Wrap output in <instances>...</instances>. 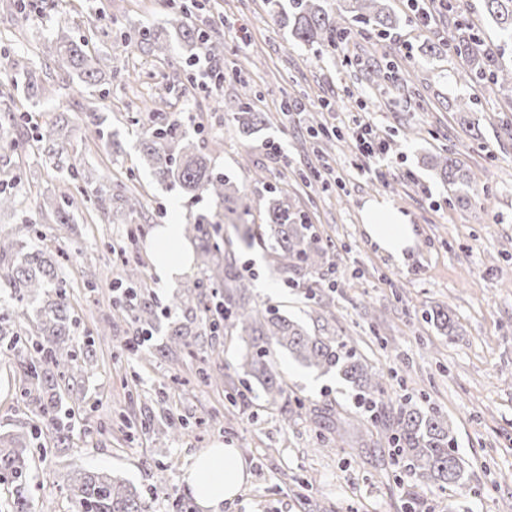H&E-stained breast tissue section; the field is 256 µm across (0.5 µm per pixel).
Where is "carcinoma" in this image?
Here are the masks:
<instances>
[{"mask_svg": "<svg viewBox=\"0 0 512 512\" xmlns=\"http://www.w3.org/2000/svg\"><path fill=\"white\" fill-rule=\"evenodd\" d=\"M327 2L288 0L285 6L280 0H268L273 21L290 30L295 41L332 51L350 38L351 30L345 23L347 13L381 36L403 23L424 17L415 0H410L408 13L402 16L392 11L387 0H347L343 13L328 7ZM483 4L500 37L511 40L512 0H483ZM441 8L456 16L454 30L442 45L430 44L424 53L446 50L449 57L464 63L455 73L456 82L500 92L512 111V68L491 49L482 27L473 18L468 0H448ZM34 12V0H13V13L22 22H29ZM189 13L186 6L172 12L167 20L179 43L192 50L204 48L214 61H220L224 44L194 26ZM140 37L156 54H170V45L152 29L141 30ZM54 64L63 74L76 76L88 86L97 85L101 79L99 59L87 49V40L74 41L63 30L57 33ZM361 72L373 86L394 79L393 70L381 68L373 56L366 57ZM50 93V85L36 71L26 73L27 100H39ZM251 96L252 89L242 84L233 114L234 121L247 135L267 124L266 115L250 106ZM471 104V100L458 97L448 101L459 114L460 124L467 126ZM12 120L31 133L41 157L56 169L67 170L74 183V192L48 203L54 223L69 226L75 211L89 204L105 216L115 198L124 200L128 215L133 218L142 211L144 202L140 195L132 190L127 195L116 194L108 181L98 183L91 194L86 191L88 180L64 147L68 129L62 118L34 122L29 113L14 112ZM84 121L99 140L106 144L114 140V133L104 131L105 119L96 110L86 112ZM135 126L142 163L159 182L182 195H206L217 207V211L201 214L183 228V234L198 242L201 277L182 297L173 299L175 320L169 326V345L165 346L163 356L174 363L178 352L190 347L191 342L202 343L204 337L213 338L222 330L234 332L243 345L240 369L272 405L285 392L284 380L271 359L274 350L288 352L304 367L323 373L334 370L350 384L357 398L381 402L377 424L394 431L392 439L397 456L407 462L411 475L441 488H463L465 466L453 448L455 438L447 417L406 404L393 406L392 401L385 400L381 374L345 342L310 332L273 305L253 303L248 281L236 266L235 254L220 237L219 218L226 216L242 221L251 215L247 195L230 175L215 165L212 150L221 148L220 138H212L209 146L200 144L187 134L182 120L172 112H151ZM429 167L442 185L448 187L456 203L468 204L474 197L486 207L492 205V196L481 193L474 178L458 165L454 151L432 156ZM18 204L13 187L0 179V209H14ZM264 206L266 228L255 234L251 228L244 227L240 240L245 246L262 243L277 268L289 274V284L298 277L313 276L328 263L330 245L315 234L308 217L287 194L277 189L270 191ZM17 245L15 233L0 229V294L9 298L8 306L0 313V345L8 342V347L20 356L22 394L29 400L33 424L28 430L0 433V485L12 488L10 500L0 502V512H34L32 498L27 495L32 441L43 432L54 435L62 445L70 441L72 428L64 421L63 399L82 393L85 376L96 365L92 352L77 354L66 280L60 276L57 260L41 248L23 252ZM125 266L127 300L114 307V316L137 326L146 335L156 320L155 298L147 291L142 262L128 259ZM63 490L69 512H151L148 498L108 471L75 470Z\"/></svg>", "mask_w": 512, "mask_h": 512, "instance_id": "1", "label": "carcinoma"}]
</instances>
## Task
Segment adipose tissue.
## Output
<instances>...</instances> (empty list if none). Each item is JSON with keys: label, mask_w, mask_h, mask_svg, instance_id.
Instances as JSON below:
<instances>
[{"label": "adipose tissue", "mask_w": 512, "mask_h": 512, "mask_svg": "<svg viewBox=\"0 0 512 512\" xmlns=\"http://www.w3.org/2000/svg\"><path fill=\"white\" fill-rule=\"evenodd\" d=\"M363 229L379 252L402 262L415 244L414 227L407 216L390 202L367 201L361 213ZM155 268L158 276L171 280L185 269L182 226L176 222L159 225L153 237ZM248 475L235 448H209L198 454L185 473L194 496L207 512L219 503L236 498Z\"/></svg>", "instance_id": "ef3b65f1"}]
</instances>
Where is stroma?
<instances>
[{"label":"stroma","mask_w":512,"mask_h":512,"mask_svg":"<svg viewBox=\"0 0 512 512\" xmlns=\"http://www.w3.org/2000/svg\"><path fill=\"white\" fill-rule=\"evenodd\" d=\"M197 2L195 25L224 41V85L212 91L199 90L188 72L140 42L141 27L162 29L173 0H42L41 20L26 27L0 6V78L26 63L46 69L54 92L35 108L37 114L67 115L73 151L91 182L107 177L144 197L147 211L140 222L146 230L136 248L158 304L152 338L133 353L126 347L132 328L109 327L124 280L122 262L109 246L124 244L126 213L116 203L107 224L85 209L75 213L67 232L49 220L24 229L26 210L69 192L72 184L42 161L32 141L17 140L12 128L1 127L0 137L17 146L0 157V178L15 183L25 207L1 211L0 226L16 229L18 241L58 259L76 321L74 341L92 343L97 358L69 447L33 456L34 503L67 512L61 486L74 466L113 472L150 498L152 512H174L177 500L204 512L184 475L198 452L223 446L239 450L249 479L220 512H408L412 502L420 512H512V140L499 135L512 112L501 111V98L491 91L456 85L458 61L423 55L426 44L448 38L453 29L439 12H432L429 25H404L392 34L396 76L409 86L403 92L389 83L369 86L357 71L356 60L373 51L371 31L362 24L352 23L349 42L336 53L303 44L289 49L266 0ZM61 29L90 36V51L103 61L102 84L90 88L51 69ZM245 29L246 42L240 38ZM244 83L254 91V109L269 119L248 136L232 118ZM466 92L475 99L471 118L482 132L478 142L437 102ZM90 105L118 133V150L85 137L82 110ZM358 110L388 144L395 170L389 184L362 171L364 159L348 128ZM150 112L177 113L187 128L223 138L215 161L252 200L251 223H262L271 185L307 212L332 246L335 287L310 292L286 286L266 250L238 245L236 228L225 225L224 237L235 243L253 300L278 305L310 328L346 341L381 372L393 399L447 417L465 462V491L411 478L393 453L389 433L380 429L362 440L348 436L340 448H321L318 439L329 419L365 416L336 373L311 371L273 352L286 398L305 404V419L289 425L279 406L246 393L236 337L219 336L212 349H186L176 365L160 356L167 306L192 286L200 268L190 264L175 281H162L154 270L151 226L159 211L184 224L213 203L167 190L141 165L139 143L127 128ZM449 147L477 184L493 193L491 208L449 202L427 165L429 156ZM258 169L266 171V182L255 180ZM374 199L390 201L414 224L418 241L407 262H394L366 239L361 211ZM439 307L452 310L454 334L430 322V312ZM202 368L213 383L200 379ZM170 416L182 420L180 433L156 437L149 423ZM30 418L18 365L2 347L0 431L28 425Z\"/></svg>","instance_id":"obj_1"}]
</instances>
